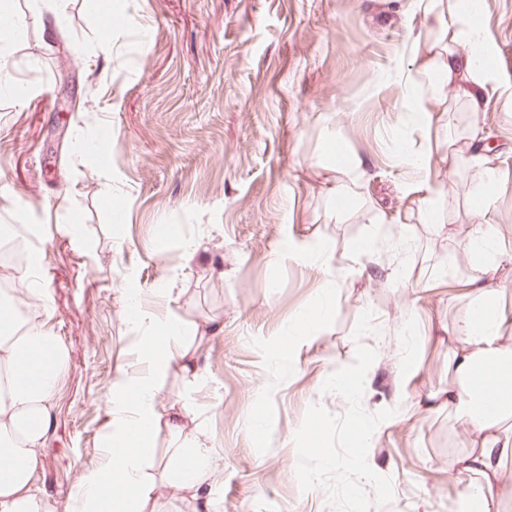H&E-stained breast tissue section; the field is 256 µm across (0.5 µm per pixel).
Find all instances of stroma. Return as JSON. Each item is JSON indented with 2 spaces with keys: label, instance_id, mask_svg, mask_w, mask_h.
<instances>
[{
  "label": "stroma",
  "instance_id": "stroma-1",
  "mask_svg": "<svg viewBox=\"0 0 512 512\" xmlns=\"http://www.w3.org/2000/svg\"><path fill=\"white\" fill-rule=\"evenodd\" d=\"M50 2L15 0L28 16L11 33L15 76L29 99L0 94V224L44 225L50 304L32 308H47L69 352L40 472L52 512H82L72 492L87 459L110 460L113 383L143 370L124 311L132 299L179 323L196 359L198 377H162L158 411L186 404L185 433L213 451L217 512H332L323 490L301 491L294 436L310 405L345 411L323 392L324 374L351 364L360 344L377 353L363 408L396 411L367 454L393 479L378 512H458L467 489L453 464L471 435L417 399L454 381L439 330L469 314V188L489 166L497 187L485 211L512 318V0H484L492 64L480 111L416 124L400 117L408 88L428 84L414 63L429 38L415 0H118L131 9L117 28L96 0H70L52 27ZM473 125L496 152L449 172V144ZM94 139L107 167L76 149ZM340 152L362 191L341 211L328 196ZM415 153L426 170L407 162ZM107 184L122 211L105 200ZM433 195L439 230L420 215ZM60 224L77 225L78 241ZM375 231L386 245L357 256ZM298 240L320 244L323 258L276 260ZM357 258L367 274L344 276ZM330 273L342 277L332 312L289 357L279 333ZM367 310L375 331L354 340ZM169 444L159 427L143 467L160 512H191L157 466Z\"/></svg>",
  "mask_w": 512,
  "mask_h": 512
}]
</instances>
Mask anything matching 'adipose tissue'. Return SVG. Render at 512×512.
<instances>
[{"mask_svg": "<svg viewBox=\"0 0 512 512\" xmlns=\"http://www.w3.org/2000/svg\"><path fill=\"white\" fill-rule=\"evenodd\" d=\"M431 35L417 50L418 71L438 73L431 97L454 88L456 100L477 111L487 92L483 77L492 53L480 24L482 0H417ZM493 172L473 185L470 213L476 229L469 252L480 276L471 282L474 294L466 322L449 326V339L459 341L448 362L456 384L444 396L455 419L474 435L469 452L457 466L469 492L461 512H493L504 485L512 483L504 458L512 454V427L502 426L512 414V342L498 304L499 249L494 230L484 219L483 204L495 189ZM0 280L16 284L11 295L0 292V512H44L39 471L53 421L54 395L68 369V351L47 320L28 314L31 299L46 300L40 264L7 265ZM338 281L325 279L311 307L292 317L282 333L289 352L311 337L328 315ZM131 319L142 336L139 357L146 370L118 384L112 402V458L107 467L87 472L75 488V498L87 501L91 512H154L156 482L143 471L142 452L157 423H164L176 441L163 465L171 488L195 491L196 512H210L205 496L212 452L203 442L181 439L187 410L178 407L160 415L158 377L184 359L183 332L178 323L157 321L131 306ZM482 379L475 387L474 379Z\"/></svg>", "mask_w": 512, "mask_h": 512, "instance_id": "adipose-tissue-1", "label": "adipose tissue"}]
</instances>
